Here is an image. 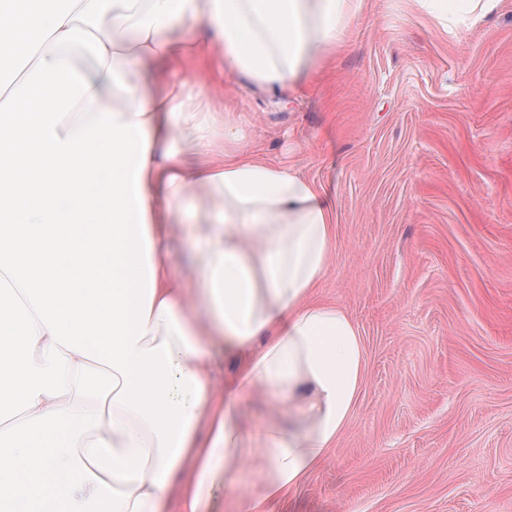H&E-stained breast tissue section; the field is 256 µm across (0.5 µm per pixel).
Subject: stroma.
Listing matches in <instances>:
<instances>
[{
	"label": "stroma",
	"instance_id": "35a3bbf8",
	"mask_svg": "<svg viewBox=\"0 0 512 512\" xmlns=\"http://www.w3.org/2000/svg\"><path fill=\"white\" fill-rule=\"evenodd\" d=\"M237 147L294 164L335 203L317 300L364 342L354 417L268 512H512V0L443 28L416 0H364L327 63L276 87L180 64ZM185 290L193 239L166 227Z\"/></svg>",
	"mask_w": 512,
	"mask_h": 512
}]
</instances>
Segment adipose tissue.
<instances>
[{
    "mask_svg": "<svg viewBox=\"0 0 512 512\" xmlns=\"http://www.w3.org/2000/svg\"><path fill=\"white\" fill-rule=\"evenodd\" d=\"M446 28L500 0H416ZM363 0H0V512H236L304 485L350 425L360 332L314 290L333 210L294 166L205 134L170 63L291 83L342 45ZM88 58L70 65L67 54ZM133 71L151 81L133 83ZM197 144L190 165L175 133ZM224 208L195 228L194 298L168 273L158 197ZM241 361L224 384L216 343ZM275 417L250 434L238 400ZM259 488L245 487V464Z\"/></svg>",
    "mask_w": 512,
    "mask_h": 512,
    "instance_id": "1",
    "label": "adipose tissue"
}]
</instances>
